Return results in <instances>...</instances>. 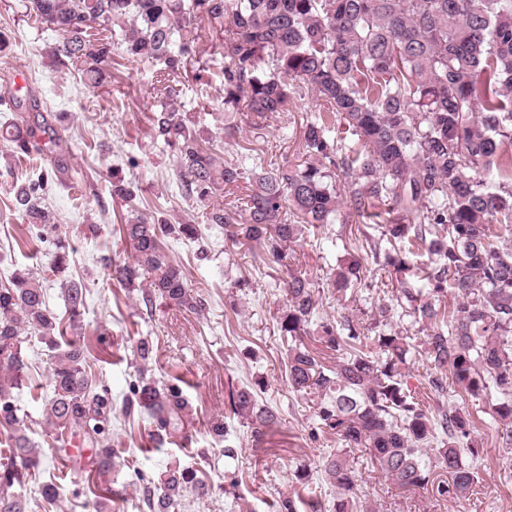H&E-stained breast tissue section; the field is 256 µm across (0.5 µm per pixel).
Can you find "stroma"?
<instances>
[{"instance_id":"stroma-1","label":"stroma","mask_w":512,"mask_h":512,"mask_svg":"<svg viewBox=\"0 0 512 512\" xmlns=\"http://www.w3.org/2000/svg\"><path fill=\"white\" fill-rule=\"evenodd\" d=\"M0 30L10 37L8 49L0 52V86H13L15 70L23 69L29 91L46 105L44 116L60 136L53 151L40 155L21 153L14 143L0 138V288L9 285L16 270H30L42 284L48 308L64 321L68 318L64 280L84 286L86 306L80 327L66 337L87 346L90 383L111 391L108 441L120 453L112 488L120 494L125 512H149L147 479L178 466L195 468L197 481L208 492L202 496L186 489L176 512H239L224 493V472L236 467L247 472L242 486L246 503L253 512H267V500L298 491L297 467L318 466L324 454L339 446L330 434L310 438L312 404L292 392L285 378L284 350L275 322L285 299L279 267L268 260L262 246H253L251 254L241 253L227 240L223 225L205 223L201 207L189 205L183 197L176 161L152 131L157 105L152 65L113 56L111 82L93 89L52 63L49 49L56 35L29 20L21 0H0ZM213 107L204 125L224 155L270 142L278 158L291 160L297 145L283 139L281 128L316 109L312 98L295 100L290 117L268 120L259 129L250 113L238 112L240 133L228 140L224 107L218 101ZM59 165L70 173L49 188L46 204L56 229L41 239L15 207L16 187L41 169ZM115 168L130 182L134 205L113 197L109 174ZM135 207L172 224L187 218L199 224L198 238L171 235L163 239L162 248L182 267L189 286L202 299V313L177 310L157 298L145 303L142 288H126L110 278L109 259L127 260L133 254L121 240L119 226ZM339 230V225H324L318 235H305L294 247L296 263L317 286L326 284L327 263L319 258L315 239L336 236ZM59 238L69 253L62 278L50 271ZM242 276L247 282L241 286L237 280ZM143 337L154 342L145 362L136 355V344ZM24 364L15 402L27 416L26 433L42 459L38 481L53 482L60 492L45 512H113L111 497H94L86 488L90 459L72 466L68 450L52 440L44 415V402L50 396L44 345L26 340ZM143 366L157 379L180 377L192 404L183 437L158 450L147 418H127L122 413L123 400ZM257 379L266 382L263 401L279 412L280 423L271 436L279 450L275 456L253 446L248 428L228 413L230 388ZM451 400L468 410L473 424L481 476L476 493L450 500L429 489L406 492L379 473L367 471L361 461L357 467L369 512H512V450L502 448L496 439L493 397L476 399L456 391ZM216 415L225 418L237 460L225 458L223 445L207 432L209 419Z\"/></svg>"}]
</instances>
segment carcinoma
Wrapping results in <instances>:
<instances>
[{
	"mask_svg": "<svg viewBox=\"0 0 512 512\" xmlns=\"http://www.w3.org/2000/svg\"><path fill=\"white\" fill-rule=\"evenodd\" d=\"M24 8L57 34L53 62L91 88L110 81L114 54L157 67L154 132L176 160L185 199L203 208L205 223L224 225L232 245L264 246L285 273L276 324L287 346L288 385L301 397L318 394L312 433L329 431L342 447L322 463L336 488L332 504L302 469L303 492L280 499L277 512H366L349 460L359 448L402 490L434 485L453 499L473 493L479 469L472 424L448 404V386L474 398L495 395L497 437L512 449V0H24ZM90 22L105 35L92 37ZM216 31L224 33L217 85L198 58ZM194 62L201 107L219 92L227 115L242 109L267 121L311 95L318 109L301 126L296 162L265 165L247 148L235 157L218 154L176 88ZM38 131L56 144L45 119L3 127L0 136L27 150ZM52 182L44 170L16 191L39 236L52 224L42 205ZM236 191L224 203V194ZM112 196L134 200L119 171L112 172ZM374 219L376 236L363 228ZM353 222L342 244L353 254L329 267L327 285L343 298L366 292L374 322L341 314L320 321L313 337L315 286L288 249L308 227ZM122 231L134 255L113 265L112 278L146 284L148 301L156 296L201 311L183 269L161 247L172 234L194 238L199 226L137 211ZM369 259L393 272L397 286L365 283ZM85 299L82 285L65 288L73 328ZM26 330L49 353L45 410L56 441L95 446L102 477L118 457L105 437L112 397L84 375L87 346L73 340L61 348L64 330L39 280L20 270L0 288V512H29L14 487L41 465L13 395L22 384ZM416 355L426 362L431 404L408 385L405 369ZM261 387L257 380L229 395L231 414L257 446L279 424L277 412L258 399ZM142 411L162 443L182 428L191 405L179 379L142 375L125 414ZM429 448L448 479L435 481L424 460ZM194 478L192 470L175 468L149 481L151 512H175Z\"/></svg>",
	"mask_w": 512,
	"mask_h": 512,
	"instance_id": "cac0c4a2",
	"label": "carcinoma"
}]
</instances>
